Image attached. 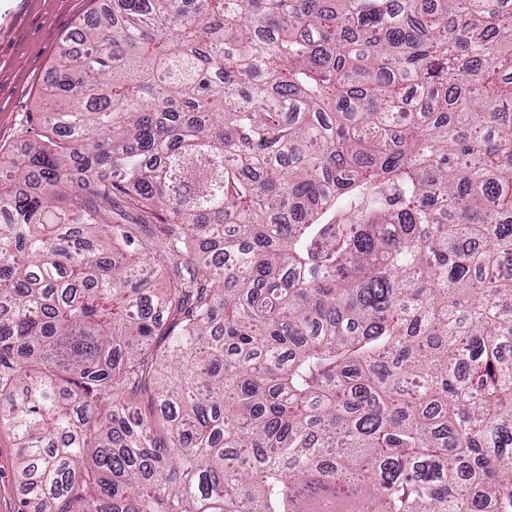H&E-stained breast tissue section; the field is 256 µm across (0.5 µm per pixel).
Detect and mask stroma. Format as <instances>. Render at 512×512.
Masks as SVG:
<instances>
[{
  "mask_svg": "<svg viewBox=\"0 0 512 512\" xmlns=\"http://www.w3.org/2000/svg\"><path fill=\"white\" fill-rule=\"evenodd\" d=\"M106 0H12L14 16L0 22V147L22 153L30 135L42 126L32 124L45 107L61 39L79 22L90 19ZM17 450L6 431H0V512H16L19 480Z\"/></svg>",
  "mask_w": 512,
  "mask_h": 512,
  "instance_id": "35a3bbf8",
  "label": "stroma"
}]
</instances>
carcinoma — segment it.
Listing matches in <instances>:
<instances>
[{
    "instance_id": "carcinoma-1",
    "label": "carcinoma",
    "mask_w": 512,
    "mask_h": 512,
    "mask_svg": "<svg viewBox=\"0 0 512 512\" xmlns=\"http://www.w3.org/2000/svg\"><path fill=\"white\" fill-rule=\"evenodd\" d=\"M76 33L0 152L20 512H512V0Z\"/></svg>"
}]
</instances>
